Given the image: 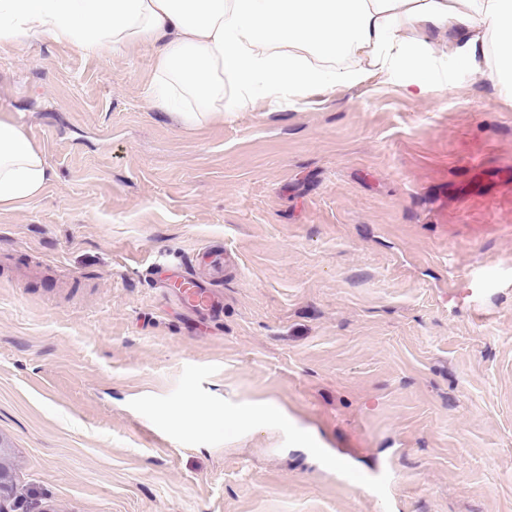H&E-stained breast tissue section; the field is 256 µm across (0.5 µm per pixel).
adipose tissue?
Listing matches in <instances>:
<instances>
[{"label":"adipose tissue","instance_id":"obj_1","mask_svg":"<svg viewBox=\"0 0 512 512\" xmlns=\"http://www.w3.org/2000/svg\"><path fill=\"white\" fill-rule=\"evenodd\" d=\"M34 36L97 56L150 45L151 106L201 124L374 77L423 97L478 72L512 99V0H0V40ZM52 177L42 152L0 120V207L36 198ZM238 428L289 432L263 400L226 409Z\"/></svg>","mask_w":512,"mask_h":512}]
</instances>
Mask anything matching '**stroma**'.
<instances>
[{
    "mask_svg": "<svg viewBox=\"0 0 512 512\" xmlns=\"http://www.w3.org/2000/svg\"><path fill=\"white\" fill-rule=\"evenodd\" d=\"M152 48L0 42L54 176L0 210V462L42 512H512V106L378 78L188 127ZM224 248L219 318L157 257ZM280 402L275 430L162 406ZM372 478L353 485L349 474ZM207 416L209 415L206 410L191 398H186L179 405L167 410V417L188 425H199Z\"/></svg>",
    "mask_w": 512,
    "mask_h": 512,
    "instance_id": "1",
    "label": "stroma"
}]
</instances>
